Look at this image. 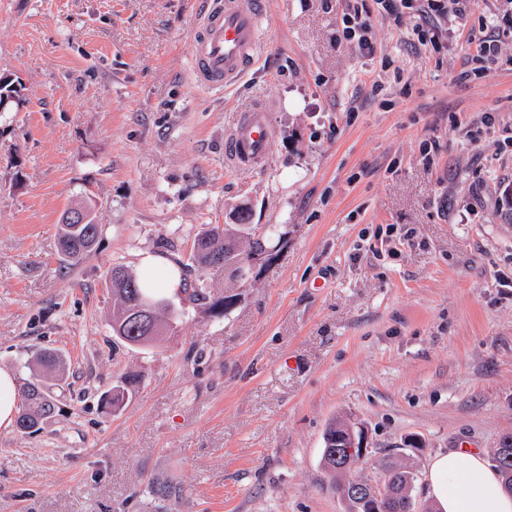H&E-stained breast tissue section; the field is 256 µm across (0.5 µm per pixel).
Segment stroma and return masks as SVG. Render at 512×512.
<instances>
[{
	"instance_id": "1",
	"label": "stroma",
	"mask_w": 512,
	"mask_h": 512,
	"mask_svg": "<svg viewBox=\"0 0 512 512\" xmlns=\"http://www.w3.org/2000/svg\"><path fill=\"white\" fill-rule=\"evenodd\" d=\"M443 4L423 44L415 7L270 0L260 64L208 91L189 75L204 0H0V73L26 98L0 113V368L26 378L51 349L69 382L42 430L0 429V512H345L321 464L338 417L369 430L365 476L410 457L426 512L434 455L512 434V34L494 65L466 44L512 25V0ZM359 5L371 55L342 36ZM257 96L270 161L226 169L224 132ZM82 197L102 232L74 264L57 228ZM240 207L275 227L271 261L191 269L201 226ZM153 256L181 281L177 328L135 348L106 278ZM139 383V376L136 374H128L124 376L120 384L112 386L111 389L102 394V402L104 408L109 413H117L121 411L129 401L132 391Z\"/></svg>"
}]
</instances>
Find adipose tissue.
<instances>
[{"label": "adipose tissue", "instance_id": "obj_1", "mask_svg": "<svg viewBox=\"0 0 512 512\" xmlns=\"http://www.w3.org/2000/svg\"><path fill=\"white\" fill-rule=\"evenodd\" d=\"M428 483L436 512H512V495L480 452L452 448L437 454Z\"/></svg>", "mask_w": 512, "mask_h": 512}]
</instances>
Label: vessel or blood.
<instances>
[{
    "mask_svg": "<svg viewBox=\"0 0 512 512\" xmlns=\"http://www.w3.org/2000/svg\"><path fill=\"white\" fill-rule=\"evenodd\" d=\"M266 0H206L198 20L190 72L195 86L224 90L258 63L264 50ZM266 101H251L225 132L224 163L233 169L269 162L272 127Z\"/></svg>",
    "mask_w": 512,
    "mask_h": 512,
    "instance_id": "1",
    "label": "vessel or blood"
}]
</instances>
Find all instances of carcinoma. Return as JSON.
<instances>
[{"label": "carcinoma", "mask_w": 512, "mask_h": 512, "mask_svg": "<svg viewBox=\"0 0 512 512\" xmlns=\"http://www.w3.org/2000/svg\"><path fill=\"white\" fill-rule=\"evenodd\" d=\"M85 212L90 220L82 224L78 220L67 218L58 225V244L60 254L67 260L77 263L92 250L90 232L100 233L101 225L95 223V205L84 202L82 206L72 210L74 214ZM272 230L264 236H255V225L250 223V214L243 209L237 220L232 224H205L194 240L190 260L205 271L223 272L243 279L250 272L249 256L257 250H264ZM107 287L112 290V332L116 338L128 346L145 347L151 345L156 337L146 336L138 324V307L148 300L153 304L155 323L175 330L173 320L175 313L158 289L154 288L153 280L138 281L124 267H112L106 278ZM41 367L49 371L45 379L36 377L25 380L21 392L26 401L19 410L25 411L30 426L45 415H54L57 404L54 388L67 382L66 362L57 352L45 350L38 353L27 363L29 370ZM139 383V376L128 374L121 382L112 386L102 394L104 408L109 413L121 411L129 401L132 391ZM349 426L334 422L327 428L323 449V465L325 470L336 478L332 488L336 495L344 501L346 512H413V502L407 489L414 482L415 474L406 465L388 460L382 465L381 472L374 479L357 474L360 459L347 454ZM504 489L512 490V434L503 436L493 453ZM360 482L368 486L382 483L386 489L384 496H375L364 502L346 498L352 483Z\"/></svg>", "instance_id": "cac0c4a2"}]
</instances>
